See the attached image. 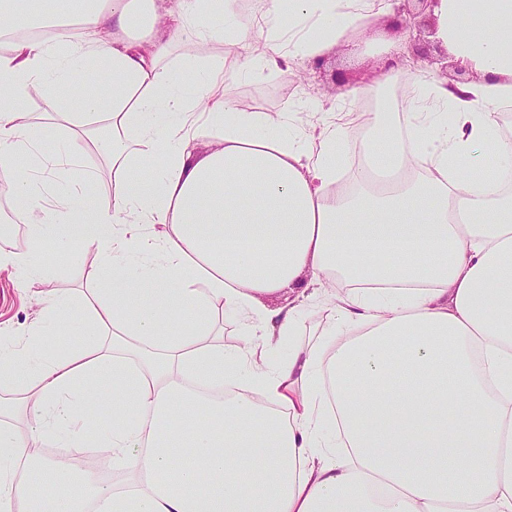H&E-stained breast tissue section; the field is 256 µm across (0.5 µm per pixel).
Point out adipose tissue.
I'll list each match as a JSON object with an SVG mask.
<instances>
[{
    "label": "adipose tissue",
    "instance_id": "adipose-tissue-1",
    "mask_svg": "<svg viewBox=\"0 0 512 512\" xmlns=\"http://www.w3.org/2000/svg\"><path fill=\"white\" fill-rule=\"evenodd\" d=\"M237 2L178 0L164 26L155 0H84L77 31L10 39L31 18L0 0V162L40 165L62 131L65 155L110 173L91 211L49 210L14 176L29 247L0 271L31 282L44 248L77 246L95 300L63 353L0 346V512H512V192L479 177L491 160L512 179V0H435L432 39L469 80L420 61L398 113L390 64L359 114L315 96L259 111L224 87L322 60L390 0H257L247 22ZM217 38L222 62L202 63ZM85 72L110 103L75 93ZM34 94L53 111L23 109ZM287 286L308 302L261 305ZM91 431L118 483L39 451Z\"/></svg>",
    "mask_w": 512,
    "mask_h": 512
}]
</instances>
